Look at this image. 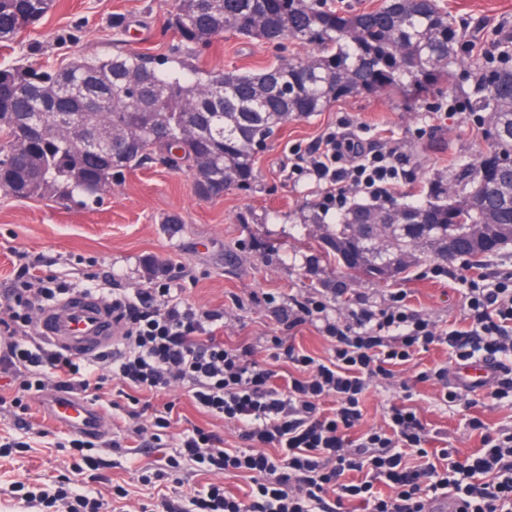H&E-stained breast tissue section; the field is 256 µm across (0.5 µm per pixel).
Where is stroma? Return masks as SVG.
I'll return each mask as SVG.
<instances>
[{"label": "stroma", "mask_w": 512, "mask_h": 512, "mask_svg": "<svg viewBox=\"0 0 512 512\" xmlns=\"http://www.w3.org/2000/svg\"><path fill=\"white\" fill-rule=\"evenodd\" d=\"M441 2L473 40L512 39V0ZM175 5V0H53L34 28L12 47L0 48V66H58L79 53L106 55L119 49L171 54L175 40L169 22ZM117 17L123 20L118 31L112 28ZM310 52V47L291 41L266 44L227 34L199 47L194 64L212 72H258ZM450 104L444 93L412 102L400 92L338 100L325 111L284 124L257 154L252 187L229 189L217 200L199 198L187 171L154 161L114 179L90 209L57 197L17 200L0 195V304L15 288L17 268L25 260L36 262V275L54 278L74 293L93 290L105 301L114 288L131 294L150 287L147 264L152 261L167 268L186 302L223 310L220 334L226 344L252 345L257 359L265 362L271 360L277 336H291L315 357L329 350L315 326L291 330L277 322L265 303L270 294L318 291L329 297L343 289L342 302L332 314L344 319L349 309H377L392 293L402 292L424 317L442 327H457L464 318L462 286L440 276L443 261H420L404 278L378 282L356 277L327 258L319 240L333 229L341 211L323 206L325 183L291 170L297 148L338 130L347 120L361 139L399 147L407 169L400 193L416 199L433 180H449L458 160L475 158L487 146L484 127L465 111L451 110ZM447 360L445 350L433 348L395 368L390 380L373 382L363 428L382 427L388 406L407 402L430 430L432 449L450 447L462 456L478 450L481 440L466 428L465 411L445 405L436 382L417 378L419 371ZM41 398L38 392L25 398L27 417L38 430L29 448L0 457V512H30L13 495L18 483L41 487L74 474L77 459L66 446L68 435L43 415ZM139 399L152 407L135 421L128 416L127 399H120L118 408H106L98 445L111 442L115 427L135 422L150 427L153 409L162 402L174 403L175 409L161 447L141 438L116 463L99 470L94 488L107 512H153L162 498H187L207 483V476L192 472L179 487L168 481H137L138 470L163 466L186 428L197 425L218 432L229 445L239 443L236 426L196 408L183 386L160 397L143 393ZM118 484L127 488L126 498L114 495Z\"/></svg>", "instance_id": "obj_1"}]
</instances>
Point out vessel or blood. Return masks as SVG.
I'll return each mask as SVG.
<instances>
[{
  "label": "vessel or blood",
  "instance_id": "1",
  "mask_svg": "<svg viewBox=\"0 0 512 512\" xmlns=\"http://www.w3.org/2000/svg\"><path fill=\"white\" fill-rule=\"evenodd\" d=\"M39 335L55 348L73 355H93L112 347L120 338V326L112 309L91 293L71 296L45 310L38 322ZM493 373L488 362L459 368L457 379L467 386H481ZM45 414L71 433L98 435L103 429L101 410L86 398L69 393L48 396L42 402Z\"/></svg>",
  "mask_w": 512,
  "mask_h": 512
}]
</instances>
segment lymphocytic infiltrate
<instances>
[{
  "label": "lymphocytic infiltrate",
  "instance_id": "lymphocytic-infiltrate-1",
  "mask_svg": "<svg viewBox=\"0 0 512 512\" xmlns=\"http://www.w3.org/2000/svg\"><path fill=\"white\" fill-rule=\"evenodd\" d=\"M294 160L296 170L333 186L336 202L352 188L386 195L404 179L397 149L364 145L348 128L325 133ZM29 276V268L19 269L11 321L0 329V374L10 379L0 406L21 407L26 394L50 385L86 393L110 378L129 391L159 395L179 383L198 408L238 426L242 447L194 426L182 432L163 467L141 473L144 482H176L183 466L193 465L214 475L189 500H163V512H431L444 501L457 504L458 512H512V430L491 428L473 413L480 398L512 399V274L491 279L449 270L465 287L463 329L437 328L398 292L387 306L360 310L350 321L332 317L319 296L275 304L278 322L291 329L318 325L330 344L328 356L317 358L278 340L280 357L293 368L281 387L251 345L224 343L218 334L223 311L186 304L167 281L131 296L113 294L112 313L123 329L119 355L100 353L89 361L31 340ZM433 346L446 348L451 363L418 378L436 381L441 401L469 411L468 426L479 432L482 447L464 457L450 449L429 456L431 436L405 404L389 407L383 428H359L371 382L393 377L394 367ZM480 359L494 363L491 379L479 389L460 384L455 368ZM102 365L108 376L99 375ZM329 399L330 410L324 407ZM226 473L249 476V492L227 493L219 481ZM382 484L388 494L379 492ZM25 499L50 512H103L104 506L68 477L52 489L26 491Z\"/></svg>",
  "mask_w": 512,
  "mask_h": 512
}]
</instances>
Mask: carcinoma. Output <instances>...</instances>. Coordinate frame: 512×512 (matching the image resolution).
Wrapping results in <instances>:
<instances>
[{
  "label": "carcinoma",
  "mask_w": 512,
  "mask_h": 512,
  "mask_svg": "<svg viewBox=\"0 0 512 512\" xmlns=\"http://www.w3.org/2000/svg\"><path fill=\"white\" fill-rule=\"evenodd\" d=\"M52 0H0V47L7 48L51 8ZM171 58L148 52L81 54L55 70L0 67V193L23 200L54 193L97 201L120 172L150 160L188 168L196 194L224 195L255 179V155L290 118H307L339 99L399 90L429 93L465 63L467 32L438 0H382L372 9L317 6L308 0H176ZM226 33L262 42L294 40L307 57L253 73H204L192 65L197 46ZM471 49L502 64L482 71L474 112L497 128L489 148L462 160L451 181H437L416 201L389 196L346 209L324 238L336 263L358 276L397 278L420 258H441L448 246L467 257L490 255L512 241L502 235L487 249L469 246L476 224H512V60L509 41ZM84 86L104 97L84 112ZM61 103L73 117L59 131L48 113L47 135L25 141L18 130L39 104ZM120 129L132 135L125 154L92 152L88 136ZM485 186V203L468 205ZM397 210L405 227L387 239L376 225Z\"/></svg>",
  "instance_id": "1"
}]
</instances>
